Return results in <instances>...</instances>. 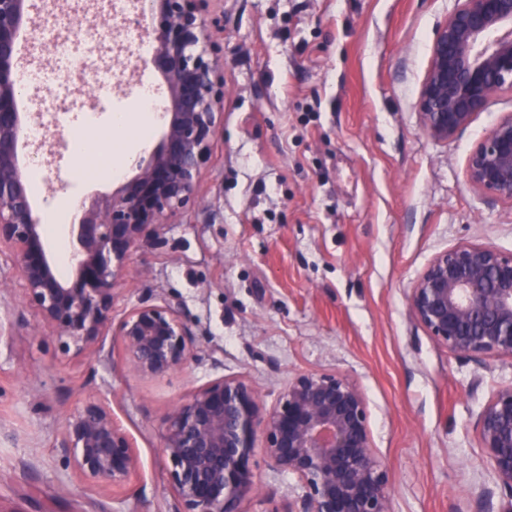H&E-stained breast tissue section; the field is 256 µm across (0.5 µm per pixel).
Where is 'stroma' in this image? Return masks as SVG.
Listing matches in <instances>:
<instances>
[{"instance_id": "1", "label": "stroma", "mask_w": 512, "mask_h": 512, "mask_svg": "<svg viewBox=\"0 0 512 512\" xmlns=\"http://www.w3.org/2000/svg\"><path fill=\"white\" fill-rule=\"evenodd\" d=\"M452 0H212L224 16V110L195 203L140 242L113 291L120 320L144 298L181 304L195 335L185 367L155 378L123 363L117 336L63 353L0 254V512H176L161 452L168 413L197 388L241 377L274 405L299 372H338L365 393L396 512H487L494 491L474 421L512 364L458 360L407 310L411 282L462 242L512 252V209L465 181L468 154L512 95L491 98L452 140L421 127L417 98L434 31ZM107 34L96 56L116 75L114 107L137 115L139 77ZM57 105L109 125L82 74ZM59 154L33 189L53 210L120 181L77 185ZM105 400L137 448L130 489L86 488L53 445L85 398ZM258 498L280 512L299 487L265 457Z\"/></svg>"}]
</instances>
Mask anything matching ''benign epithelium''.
<instances>
[{
  "instance_id": "obj_1",
  "label": "benign epithelium",
  "mask_w": 512,
  "mask_h": 512,
  "mask_svg": "<svg viewBox=\"0 0 512 512\" xmlns=\"http://www.w3.org/2000/svg\"><path fill=\"white\" fill-rule=\"evenodd\" d=\"M210 0H148L156 45L150 63L170 101L158 144L133 159L135 174L110 196L82 204L66 227L71 273L60 275L37 222L21 168L17 110V32L31 22L33 0H0V251L25 284L60 348L82 352L108 332L125 366L163 377L194 355V335L180 307L143 302L112 323V296L125 261L156 227L196 200L197 182L224 108V17ZM435 31L417 107L424 131L448 141L487 102L512 94V0H452ZM466 183L512 209V113L472 148ZM412 320L460 360L512 363V252L461 243L438 252L407 294ZM479 447L499 490L496 512H512V379L475 420ZM162 455L180 512H240L256 493L262 452L295 477L300 494L288 512H395L388 469L375 448L367 400L346 375H294L268 407L240 378L196 389L165 421ZM262 448H256V440ZM55 448L64 471L100 491L130 488L138 452L110 406L88 398L62 423Z\"/></svg>"
}]
</instances>
